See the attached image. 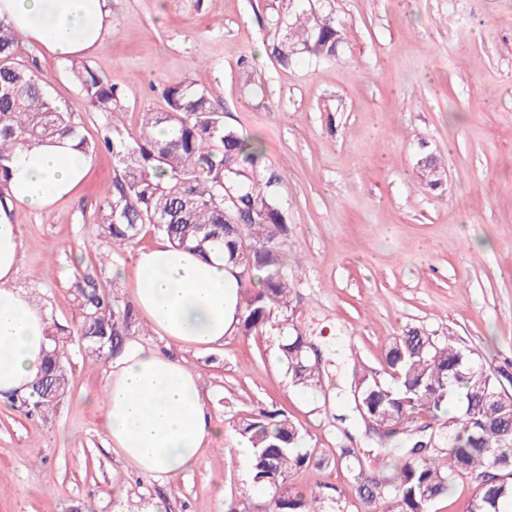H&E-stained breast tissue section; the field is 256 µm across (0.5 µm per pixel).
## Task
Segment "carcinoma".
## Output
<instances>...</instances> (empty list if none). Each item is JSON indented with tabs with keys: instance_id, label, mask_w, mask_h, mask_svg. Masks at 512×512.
<instances>
[{
	"instance_id": "carcinoma-1",
	"label": "carcinoma",
	"mask_w": 512,
	"mask_h": 512,
	"mask_svg": "<svg viewBox=\"0 0 512 512\" xmlns=\"http://www.w3.org/2000/svg\"><path fill=\"white\" fill-rule=\"evenodd\" d=\"M272 51L283 65L308 52L331 58L341 35L329 16L276 19L271 27ZM19 39L13 26L0 19V203L11 176L15 151L31 143L76 136L75 149L85 155H112L118 175L112 195L100 207L98 227L118 250L150 225L174 246L205 254L215 245L240 269L236 330L243 336L268 331L278 337L279 359L291 385L326 395L318 348L294 323L291 295L296 271L288 264V226L273 191V180L257 167L259 148L224 127L223 113L209 94L192 83L163 91L165 106L140 115L136 136L117 129L97 142L79 136L70 108H60L45 81L19 62ZM71 70L83 100L105 112L119 107L112 86L86 64L73 60ZM169 136L159 139L156 128ZM420 168L431 188L442 182L437 158L426 154ZM235 198L256 233L235 224L237 213L224 204ZM261 287L252 288L254 273ZM85 315L79 336L91 352L117 353L132 335L137 312L96 290L84 293ZM67 357L53 345L34 387L32 408L52 410L68 387ZM379 373L360 363L353 366L349 397L352 408L338 415L374 433L380 448L400 451L385 475L366 470L354 437L338 448L336 466L356 474L363 512H432L447 495L455 477L476 482L467 512H507L512 507V395L480 356L448 337L418 330L392 340ZM254 449L252 482L272 495L266 512H344L342 494L331 497L317 484L308 493L289 488L307 471L315 449L311 436L286 411L260 408L238 425Z\"/></svg>"
}]
</instances>
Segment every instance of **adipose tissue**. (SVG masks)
Masks as SVG:
<instances>
[{
    "instance_id": "adipose-tissue-1",
    "label": "adipose tissue",
    "mask_w": 512,
    "mask_h": 512,
    "mask_svg": "<svg viewBox=\"0 0 512 512\" xmlns=\"http://www.w3.org/2000/svg\"><path fill=\"white\" fill-rule=\"evenodd\" d=\"M0 18L60 58L97 51L111 24L107 0H0ZM88 167V158L68 138L18 152L0 207V398L31 394L49 348L40 308L14 286L22 236L11 214L51 208L76 190ZM134 267L138 312L169 342L211 347L233 331L239 290L223 251L204 257L160 237L136 251ZM102 407L115 453L149 477L193 471L211 441L224 433L206 411L197 375L138 342L127 344L112 362Z\"/></svg>"
}]
</instances>
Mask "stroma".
I'll use <instances>...</instances> for the list:
<instances>
[{
  "instance_id": "stroma-1",
  "label": "stroma",
  "mask_w": 512,
  "mask_h": 512,
  "mask_svg": "<svg viewBox=\"0 0 512 512\" xmlns=\"http://www.w3.org/2000/svg\"><path fill=\"white\" fill-rule=\"evenodd\" d=\"M112 25L84 62L115 88L116 112L85 105L70 63L36 42L18 59L38 70L78 131L136 134L141 112L160 109L167 86L194 83L224 124L259 139V166L274 178L288 242L300 262L297 323L320 348L327 397L291 386L277 338L232 333L184 349L139 321L133 341L181 360L200 376L209 413L224 427L202 464L172 480L125 465L108 444L101 402L111 357L84 351L77 329L84 291L133 298L137 247L98 255L97 213L112 193L110 155L93 154L76 192L45 212H17L23 249L14 284L42 307L69 357V385L50 413L0 401V512H228L254 489L236 447L241 418L288 411L310 434L324 467L297 475L299 490L339 489L361 504L353 473L333 466L336 397L354 362L382 370L392 338L416 328L450 336L490 367L512 363V0H108ZM334 18L335 57L298 55L280 65L270 25L301 12ZM447 178H419L421 150ZM344 361H337L336 352ZM125 496L113 498V485Z\"/></svg>"
}]
</instances>
